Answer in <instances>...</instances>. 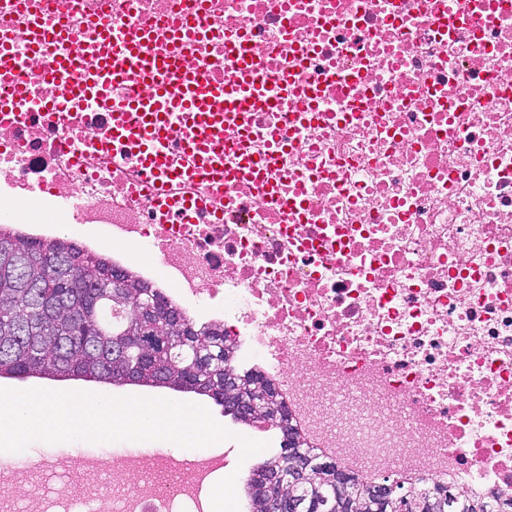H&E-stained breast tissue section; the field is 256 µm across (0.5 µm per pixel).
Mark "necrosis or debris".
Segmentation results:
<instances>
[{
	"mask_svg": "<svg viewBox=\"0 0 512 512\" xmlns=\"http://www.w3.org/2000/svg\"><path fill=\"white\" fill-rule=\"evenodd\" d=\"M168 30L197 74L293 76L224 138L226 183L156 198L112 116L51 108L57 50L19 51L0 105V185L18 224L55 233L26 202L51 192L112 259L149 252L142 279L199 324H220L272 380L302 439L346 472L415 490L512 498V0H0V41L33 19L93 51L94 23ZM44 102L36 112L30 100ZM217 453L129 454L113 512H208Z\"/></svg>",
	"mask_w": 512,
	"mask_h": 512,
	"instance_id": "necrosis-or-debris-1",
	"label": "necrosis or debris"
}]
</instances>
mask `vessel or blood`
I'll return each instance as SVG.
<instances>
[{"mask_svg":"<svg viewBox=\"0 0 512 512\" xmlns=\"http://www.w3.org/2000/svg\"><path fill=\"white\" fill-rule=\"evenodd\" d=\"M105 57H85L70 51L57 62L55 79L64 94L54 106H67L66 95L82 93L112 114V138L134 144L144 168L164 166L172 181H184L206 171L216 186H223L224 115L242 112L255 104L257 85L254 58L241 52L238 65L242 82L232 85L197 80L191 69L173 63L140 27L102 30ZM118 83L144 87V95L116 100ZM203 161V169L174 166L172 152Z\"/></svg>","mask_w":512,"mask_h":512,"instance_id":"b4317fda","label":"vessel or blood"}]
</instances>
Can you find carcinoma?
Segmentation results:
<instances>
[{"mask_svg": "<svg viewBox=\"0 0 512 512\" xmlns=\"http://www.w3.org/2000/svg\"><path fill=\"white\" fill-rule=\"evenodd\" d=\"M1 240L10 246L0 248V377H77L112 386L165 387L213 400L238 424L270 423L282 435L280 452L262 457L250 472L244 483L247 512H270L271 504L290 512L292 501L300 504V512H342L346 495L356 500L355 512H512V498H469L448 488L400 486L402 498L377 501L387 481L365 484L304 447L275 385L240 366L225 344L223 328L196 324L135 272L66 237H34L0 224ZM116 272L131 287H112ZM125 297L141 299L159 319L147 313L136 320ZM109 308L123 313L121 322L105 321ZM266 387L273 389L277 413L246 419L225 408L226 392L248 408L261 400ZM296 467L307 479L273 480Z\"/></svg>", "mask_w": 512, "mask_h": 512, "instance_id": "carcinoma-1", "label": "carcinoma"}]
</instances>
